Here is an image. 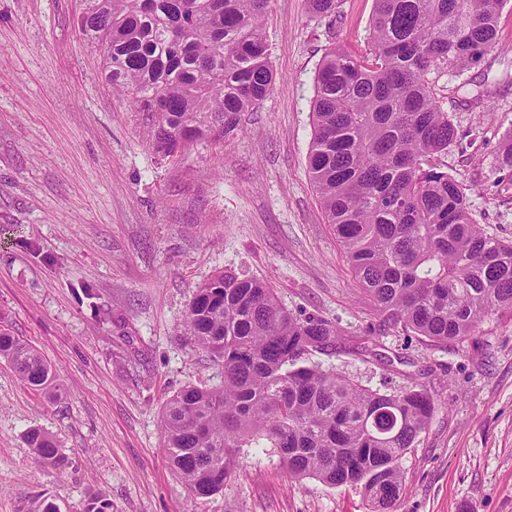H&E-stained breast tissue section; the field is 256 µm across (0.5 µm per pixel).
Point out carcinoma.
<instances>
[{
	"instance_id": "carcinoma-1",
	"label": "carcinoma",
	"mask_w": 512,
	"mask_h": 512,
	"mask_svg": "<svg viewBox=\"0 0 512 512\" xmlns=\"http://www.w3.org/2000/svg\"><path fill=\"white\" fill-rule=\"evenodd\" d=\"M342 0H307L334 19ZM505 0H376L370 53L331 48L315 76L308 168L351 271L382 326L446 345L512 311V241L475 222L440 157L456 139L427 74L465 69L493 48ZM79 32L103 49V75L129 99L162 160L187 144L238 134L274 78L264 32L269 0H75ZM187 334L221 368L218 388L188 385L161 414L163 449L195 497L236 477L244 448H272L288 473L362 494L368 512H395L401 461L431 419L430 393L365 388L312 361L341 343L321 316L298 318L266 282L219 271L202 283ZM0 359L53 397L49 362L0 327ZM27 441L62 472L47 432ZM83 512H112L88 494Z\"/></svg>"
}]
</instances>
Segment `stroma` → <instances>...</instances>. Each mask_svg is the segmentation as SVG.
I'll use <instances>...</instances> for the list:
<instances>
[{
  "label": "stroma",
  "mask_w": 512,
  "mask_h": 512,
  "mask_svg": "<svg viewBox=\"0 0 512 512\" xmlns=\"http://www.w3.org/2000/svg\"><path fill=\"white\" fill-rule=\"evenodd\" d=\"M375 0H343L335 23L307 0H270L275 81L237 136L156 160L128 101L101 77L103 53L72 0H0V325L56 369L63 394L28 389L0 360V512L36 497L81 512H367L355 490L289 477L269 448H246L232 488L193 499L162 450L161 412L221 370L184 318L219 270L264 280L294 315L333 323L349 348L315 354L353 382L424 386L436 409L402 465L398 512H512V314L438 345L380 329L308 173L314 78L326 50L366 56ZM428 78L457 137L443 156L477 223L512 240V0L492 51ZM485 93L465 105L457 85ZM366 344L368 354L352 351ZM52 433L66 473L37 463L29 429Z\"/></svg>",
  "instance_id": "obj_1"
}]
</instances>
